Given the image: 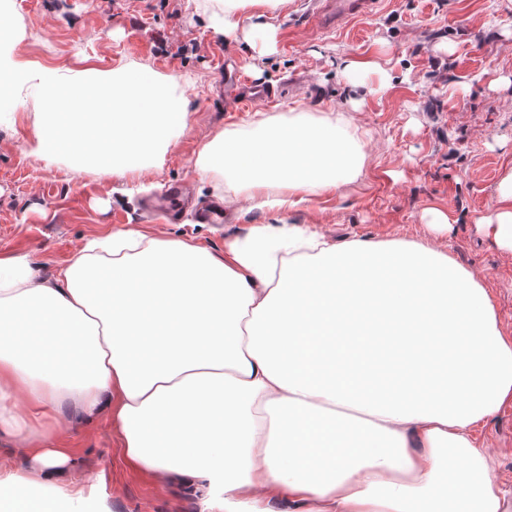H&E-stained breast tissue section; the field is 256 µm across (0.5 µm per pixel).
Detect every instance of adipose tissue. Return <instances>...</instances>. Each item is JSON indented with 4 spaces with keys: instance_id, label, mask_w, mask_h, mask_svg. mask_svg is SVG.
Instances as JSON below:
<instances>
[{
    "instance_id": "1",
    "label": "adipose tissue",
    "mask_w": 512,
    "mask_h": 512,
    "mask_svg": "<svg viewBox=\"0 0 512 512\" xmlns=\"http://www.w3.org/2000/svg\"><path fill=\"white\" fill-rule=\"evenodd\" d=\"M364 143L340 113L260 118L196 166L283 208L356 179ZM478 229L512 252V173ZM376 317L402 350L390 389L368 381ZM18 393L37 419L106 413L124 464L175 480L199 512H512L474 436L512 404V336L473 274L420 241L259 224L218 255L123 231L88 240L52 282L0 256V401ZM0 430L31 463L0 483V512H93L62 492L64 438L3 413Z\"/></svg>"
}]
</instances>
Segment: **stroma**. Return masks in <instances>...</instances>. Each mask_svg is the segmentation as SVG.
<instances>
[{
  "label": "stroma",
  "mask_w": 512,
  "mask_h": 512,
  "mask_svg": "<svg viewBox=\"0 0 512 512\" xmlns=\"http://www.w3.org/2000/svg\"><path fill=\"white\" fill-rule=\"evenodd\" d=\"M216 0H12L25 33L15 49L26 64L76 71L92 65L148 66L188 78L190 116L160 166L139 176L92 172L32 151L35 89L0 120V256L27 255L35 273L55 279L86 240L139 230L220 252L226 238L255 224H298L333 241L419 240L444 250L487 288L504 333L512 336V253L477 231L493 215L497 188L512 170V0H381L363 18L323 30L311 0H287L264 19L211 20ZM374 63L358 83L347 60ZM278 93L275 102L231 110L224 67ZM366 130L357 180L285 208L249 207L219 176L195 167L205 143L248 127L256 113L275 122L320 119L332 108ZM190 183L198 200L222 199L220 224L183 214H147L148 197ZM445 213L447 231L429 227ZM78 456L69 491L83 490L101 512H199L195 497L168 479L130 470L105 417L75 407L59 417ZM475 435L496 461L495 478L512 491V405Z\"/></svg>",
  "instance_id": "stroma-1"
}]
</instances>
